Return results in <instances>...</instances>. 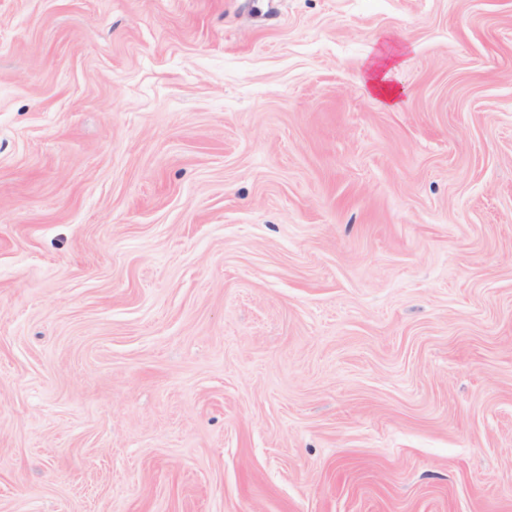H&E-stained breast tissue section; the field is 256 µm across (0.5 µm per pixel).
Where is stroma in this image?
<instances>
[{
	"label": "stroma",
	"mask_w": 512,
	"mask_h": 512,
	"mask_svg": "<svg viewBox=\"0 0 512 512\" xmlns=\"http://www.w3.org/2000/svg\"><path fill=\"white\" fill-rule=\"evenodd\" d=\"M0 512H512V0H0Z\"/></svg>",
	"instance_id": "35a3bbf8"
}]
</instances>
